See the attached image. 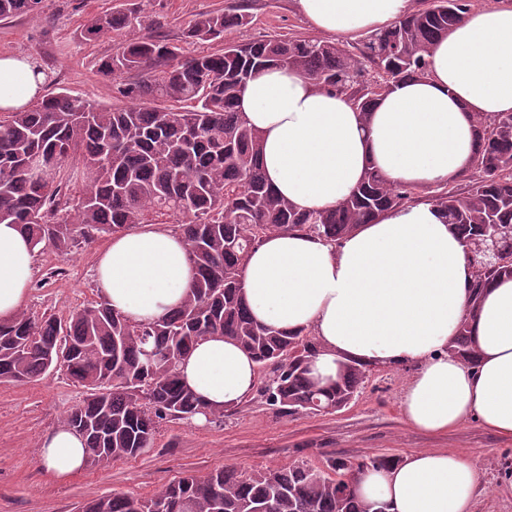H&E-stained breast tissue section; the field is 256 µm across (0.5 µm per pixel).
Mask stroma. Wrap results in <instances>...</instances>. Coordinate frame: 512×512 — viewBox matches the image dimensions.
Here are the masks:
<instances>
[{
	"mask_svg": "<svg viewBox=\"0 0 512 512\" xmlns=\"http://www.w3.org/2000/svg\"><path fill=\"white\" fill-rule=\"evenodd\" d=\"M126 0H41L37 16L0 22V54L33 57L48 76L46 92L60 91L103 107L119 104V79L98 71L111 55L113 37L85 41L82 32L95 14ZM159 22L160 36L182 44L184 54L218 50L215 42L186 43L182 33L193 15L245 5L247 25L226 37L248 42L291 36L314 37L294 0H145ZM106 238L82 244L67 257L52 248L37 252L25 311L68 318L98 300L96 259ZM413 364L368 367L355 398L332 413L291 415L268 404L261 389L222 419L202 423L164 420L152 448L105 467L84 465L70 476L49 474L39 455L40 438L80 404L82 387L63 370L51 369L28 383H0V512H77L89 499L112 493L152 497L166 482L192 473L203 476L229 466L250 474L267 468L307 465L327 470L331 458L355 464L368 456L405 459L422 449H450L481 473L475 512H512V439L468 419L444 434L411 427L401 408L402 393L416 372Z\"/></svg>",
	"mask_w": 512,
	"mask_h": 512,
	"instance_id": "35a3bbf8",
	"label": "stroma"
}]
</instances>
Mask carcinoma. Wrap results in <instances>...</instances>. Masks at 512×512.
I'll use <instances>...</instances> for the list:
<instances>
[{
  "label": "carcinoma",
  "instance_id": "cac0c4a2",
  "mask_svg": "<svg viewBox=\"0 0 512 512\" xmlns=\"http://www.w3.org/2000/svg\"><path fill=\"white\" fill-rule=\"evenodd\" d=\"M40 3L0 0V20L31 15ZM469 11L470 0H430L395 26L369 33L352 50L304 37L226 42L224 32L248 24V15L233 8L201 13L183 37L224 46L183 59L176 45L153 35L157 22L139 3L93 18L84 29L86 39L121 38L116 51L101 59L99 71L138 75L119 90L130 104L101 108L59 92L1 119L0 223L20 225L35 248L51 247L63 258L103 234L138 224H173L187 246L192 287L178 309L148 324L131 321L102 300L75 311L65 324L26 311L0 321V382H30L60 367L92 391L63 417L84 440L91 466L139 455L152 446L166 419L188 421L205 413L181 385L178 366L206 336L231 339L253 356L258 369L271 370L264 392L285 412L327 413L348 405L365 366L345 363L336 382L315 380L311 364L319 347L312 332L285 333L255 320L243 294V267L272 232L337 242L381 212L416 201L417 187L391 183L369 168L336 207L297 209L267 183L261 138L239 112L238 97L257 70L291 67L321 87L348 94L366 119L395 83L429 75L431 50ZM369 68L385 75L378 92L368 85ZM476 137L471 168L463 175L465 191L439 183L429 201L464 243L481 237L485 224L501 225L512 240V114L478 118ZM33 156L55 160L42 183L25 171ZM74 160L85 169L76 198L67 194L64 181ZM498 277L512 278V243L497 265L475 273L470 313L477 312L485 286ZM448 353L476 362L469 321L460 324ZM395 462L375 455L354 467L333 458L331 475L306 465L251 475L224 467L165 483L149 499L97 497L82 512H155L178 501L188 503L187 512H386L358 501L337 474Z\"/></svg>",
  "mask_w": 512,
  "mask_h": 512
}]
</instances>
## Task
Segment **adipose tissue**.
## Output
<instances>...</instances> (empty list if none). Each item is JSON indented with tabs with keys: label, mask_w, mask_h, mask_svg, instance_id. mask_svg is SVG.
Listing matches in <instances>:
<instances>
[{
	"label": "adipose tissue",
	"mask_w": 512,
	"mask_h": 512,
	"mask_svg": "<svg viewBox=\"0 0 512 512\" xmlns=\"http://www.w3.org/2000/svg\"><path fill=\"white\" fill-rule=\"evenodd\" d=\"M315 31L329 36L393 26L409 0H296ZM30 57L0 55V111L18 112L43 93ZM238 107L263 143L272 189L302 211H326L361 183L367 168L417 187L458 178L471 166L476 119L512 112V6L471 11L434 46L429 74L395 85L361 119L350 98L295 70H259ZM35 250L16 224H0V319L25 303ZM474 269L465 247L430 203L382 212L340 243L276 232L248 256L243 291L254 318L286 332L312 330L320 345L314 374L337 379L351 360L390 367L414 363L402 398L406 422L443 433L468 418L512 439V279L491 281L469 311ZM192 283L182 236L165 225L114 234L101 251L102 300L132 321H155L178 307ZM470 319L477 362L446 347ZM181 383L210 410L236 407L252 392L257 366L221 336L199 341L178 367ZM63 478L84 463L83 443L66 427L40 448ZM476 466L458 453L423 450L350 482L366 504L389 512H474Z\"/></svg>",
	"instance_id": "obj_1"
}]
</instances>
